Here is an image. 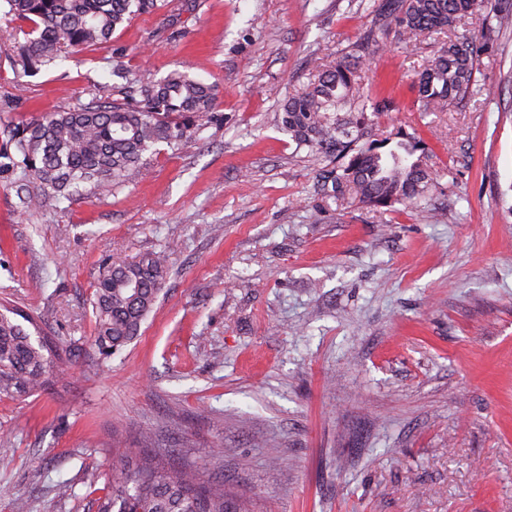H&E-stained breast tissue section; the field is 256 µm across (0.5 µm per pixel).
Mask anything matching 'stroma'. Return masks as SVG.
I'll list each match as a JSON object with an SVG mask.
<instances>
[{"label": "stroma", "mask_w": 512, "mask_h": 512, "mask_svg": "<svg viewBox=\"0 0 512 512\" xmlns=\"http://www.w3.org/2000/svg\"><path fill=\"white\" fill-rule=\"evenodd\" d=\"M373 5L200 0L25 78L24 34L0 15V131L111 100L116 61L189 65L224 114L100 199L26 217L0 178V298L45 319L69 372L0 396V512H96L115 454L148 444L248 512H512V28L464 106L428 114L410 82L441 38L414 54L387 32L369 84L399 108L378 132L423 138L438 189L423 211L332 203L316 222V168L276 113ZM152 251L169 255L163 290L102 359L99 267Z\"/></svg>", "instance_id": "35a3bbf8"}]
</instances>
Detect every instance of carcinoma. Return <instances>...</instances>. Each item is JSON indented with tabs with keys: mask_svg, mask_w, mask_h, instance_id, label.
Returning a JSON list of instances; mask_svg holds the SVG:
<instances>
[{
	"mask_svg": "<svg viewBox=\"0 0 512 512\" xmlns=\"http://www.w3.org/2000/svg\"><path fill=\"white\" fill-rule=\"evenodd\" d=\"M170 0H0L3 14L24 23L16 47L23 72L57 65L70 54L111 40L139 14L168 8ZM487 11L497 28L512 26V0H382L374 23L330 69L308 81L282 104L278 128L317 166L316 194L336 203L353 198L379 211L425 207L435 188L423 138L398 132L376 138L380 116L394 110L390 95L371 96L363 86L370 47L391 28L407 47L433 34L448 41L426 60L412 89L421 112H448L467 99L475 83L480 46L456 31L462 17ZM113 74L110 102L78 104L14 126L0 140V174L17 166L15 208L32 214L75 196L105 195L147 171L146 154L172 151L208 125L224 124L216 89L184 69L158 79L131 78L123 65ZM168 257L151 253L116 259L99 273L91 299L94 343L105 357L130 343L153 309ZM65 372L59 348L41 318L0 302V395L30 396ZM97 512H245L224 482H204L188 467H171L146 452L134 467L115 468L111 491Z\"/></svg>",
	"mask_w": 512,
	"mask_h": 512,
	"instance_id": "cac0c4a2",
	"label": "carcinoma"
}]
</instances>
